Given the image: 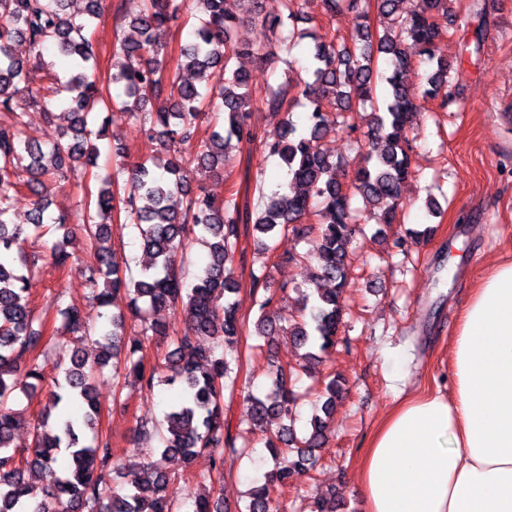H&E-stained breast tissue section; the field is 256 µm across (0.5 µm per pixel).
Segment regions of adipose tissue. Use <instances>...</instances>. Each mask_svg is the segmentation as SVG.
<instances>
[{
    "mask_svg": "<svg viewBox=\"0 0 512 512\" xmlns=\"http://www.w3.org/2000/svg\"><path fill=\"white\" fill-rule=\"evenodd\" d=\"M449 359L448 391L405 398L373 434L365 512H512V260L473 290Z\"/></svg>",
    "mask_w": 512,
    "mask_h": 512,
    "instance_id": "ef3b65f1",
    "label": "adipose tissue"
}]
</instances>
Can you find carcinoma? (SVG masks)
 I'll return each instance as SVG.
<instances>
[{"instance_id":"1","label":"carcinoma","mask_w":512,"mask_h":512,"mask_svg":"<svg viewBox=\"0 0 512 512\" xmlns=\"http://www.w3.org/2000/svg\"><path fill=\"white\" fill-rule=\"evenodd\" d=\"M260 0H140L139 11L129 16L127 30L113 45L117 62L107 80L97 71V46L92 24L101 16L103 0H83L80 12H69L72 0H0V112L9 120L0 124V512H176L170 478L143 458L135 484L111 488L115 464L109 438L95 432L100 415L94 381L107 364L117 376L131 378L146 391L158 385H179L180 400L169 407L162 420L139 431L158 434L162 452L185 462L208 452L212 467L208 479L224 475L225 459L238 457L245 448L224 436V392L234 394L239 364L233 355L242 335V321L230 295L239 290L235 255L241 232L259 233L257 247L269 253L268 240L276 235L296 239L315 236L312 292L299 302L301 319L285 327L271 307L288 294V285H274L266 277L251 275V290L260 311L257 336L269 341L288 331L294 345L304 349L298 364L269 359L266 376L270 392L250 395L248 421L267 430L275 419H287L265 442L275 462L264 482L250 489L245 512H279L275 488L285 487L293 476L317 466L327 431L344 393V380L332 376L321 394L307 434L297 435L291 421L296 397L288 380L298 370H311L336 347L343 323L344 294L348 287L349 250L363 234L352 199L361 197L364 209L377 211L381 223H398V208L405 181L411 174V147L406 130L424 106L402 81L415 55L429 65L424 97L448 103V58L438 45L441 22L448 21V0H419L406 11L405 0H322L326 14H355L358 23L351 34L353 46L327 41L320 36L290 29L287 21L304 13L306 0H280V9L269 12ZM200 23L191 41L180 46L175 70L164 74L168 47L159 33L191 10ZM376 11L385 20L384 31L370 24ZM248 15L265 36L272 34L281 51L291 52L309 38L312 81L294 82L289 74L277 87L256 92L248 75L233 67L241 56L259 55L261 44H240L232 36ZM28 45L29 58L10 51L12 42ZM51 48L69 58L67 81L45 58ZM384 58L385 72L378 71ZM35 64L45 70L48 85L31 87L27 69ZM192 72L206 80L200 87L184 77ZM387 84L385 94L372 112L364 145L369 165L358 170L343 187L340 161L321 151L319 143L350 128L346 114L373 100L376 81ZM123 88L120 109L140 124L148 153L132 165L115 161L112 176L100 179L97 195L88 203L89 216L83 233L93 255L87 265L85 284L98 307L113 306L115 296L125 293L128 312L99 313L95 330L100 360L88 359L76 350L68 363L58 362V378L51 392L53 406L62 401L77 403L79 417L51 414L33 428V447L12 446L20 427V413L11 407L16 391L28 393L43 382L41 356L47 346L46 323L25 299L36 266L23 248L26 234L10 223L14 206L25 197L30 223L43 236L62 232L51 254L62 266L73 232L65 220L48 212L52 179L65 169L97 165L96 141L106 127L93 128L98 111L112 109L111 85ZM62 87L69 125L57 128L52 140L42 144L26 133V107ZM303 102V124L293 120L292 109ZM283 113L277 129L266 136L263 152L279 158L287 168L286 192L268 196L255 185L257 203L239 201L238 193L218 200L202 189L189 186L191 165L224 169V148L231 142L252 144L256 133L248 112L256 103ZM128 174V192L114 190L119 175ZM147 201L144 206L138 205ZM121 209L138 232L149 264L137 275H125L112 247L107 244L112 213ZM192 233L207 250V261L186 282L183 250ZM183 309L184 332L175 349L165 357V372L147 363L144 351L155 336L168 334V326L150 319L157 309ZM64 327L74 333L89 332V315L75 306L60 309ZM93 432L86 442L87 432ZM69 451L70 462L58 464V450ZM35 471L41 483L31 484L26 474ZM192 512H224V500L204 490L187 493Z\"/></svg>"}]
</instances>
